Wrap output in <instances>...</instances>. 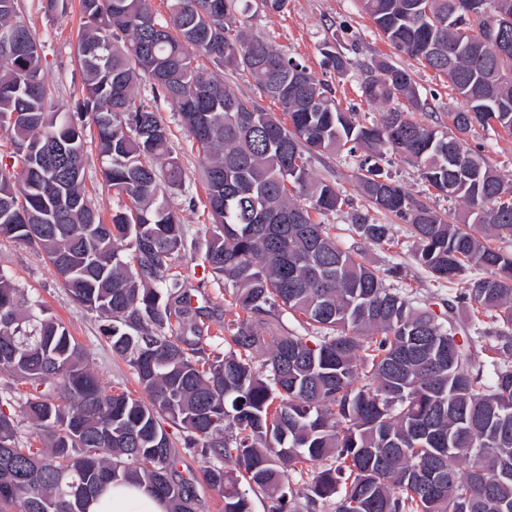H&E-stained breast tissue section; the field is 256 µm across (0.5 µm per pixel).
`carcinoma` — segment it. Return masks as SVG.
<instances>
[{
    "mask_svg": "<svg viewBox=\"0 0 512 512\" xmlns=\"http://www.w3.org/2000/svg\"><path fill=\"white\" fill-rule=\"evenodd\" d=\"M76 112L51 103L39 45L18 0H0V131L20 167L0 165V238L37 248L82 307L107 322L112 353L146 398L107 393L66 326L0 270V377L30 386L21 413L43 447L19 439L0 409V512H87L107 485L135 482L168 512H194L193 484L177 477L184 447L216 464L203 481L224 512H512V185L468 144L476 128L512 132V49H487L489 28L512 45V0L474 23L459 0H360L398 52L446 75L462 100L448 132L397 108L366 126L336 105L301 63L241 31L240 0H80ZM203 57L213 64L205 69ZM247 72L283 117L224 83ZM148 80L171 103L202 157L213 231L202 267L228 286L243 316L224 321V354L196 336L199 311L179 282L184 228L166 199L182 186L170 130L137 102ZM368 101L421 108L409 70L367 69ZM103 181L128 204L104 223L84 184L88 140ZM366 151L359 189L368 204L408 224L415 257L457 284L448 313L416 306L386 284L396 274L344 248L328 216L348 200L311 176L305 154ZM417 163L426 182L469 207L450 224L376 165L387 152ZM353 232L391 241L364 215ZM470 312L466 325L458 311ZM301 317L284 333L279 315ZM263 360L254 365L255 355ZM439 469L431 487L417 468ZM309 482L292 486V475Z\"/></svg>",
    "mask_w": 512,
    "mask_h": 512,
    "instance_id": "obj_1",
    "label": "carcinoma"
}]
</instances>
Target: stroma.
Returning a JSON list of instances; mask_svg holds the SVG:
<instances>
[{"mask_svg": "<svg viewBox=\"0 0 512 512\" xmlns=\"http://www.w3.org/2000/svg\"><path fill=\"white\" fill-rule=\"evenodd\" d=\"M18 7L21 18L40 45L43 72L56 110L76 111L81 100L83 78L77 57L82 24L79 0H68L65 10L53 14L46 12L44 0H19ZM236 24L250 34L268 40L305 65L320 83L331 89L336 103L341 108L353 109L357 119L363 123L382 122L388 110L387 105L367 102L361 90L366 67L380 59L411 70L423 106L414 109L402 99L396 100L395 105L406 110L414 121L444 130L448 127L449 112L460 106L447 77L425 63L395 51L375 30L359 0H286L278 11L268 8L265 0H248L247 10L237 14ZM327 44L350 59L352 66L347 73L338 74L327 66L323 56V47ZM136 94L149 109L161 113L172 131V146L184 170L182 187L169 191L167 195L169 205L186 229L179 271L194 305L207 309L208 331L203 345L206 350L218 353L224 349L219 327L224 320L232 318L235 308L227 301L223 284L215 282L200 265L210 243V220L205 207L206 192L201 182V161L196 148L181 129L172 106L154 98L149 83H141ZM469 142L480 147L486 161L505 179L512 180L511 133L496 127L479 129ZM308 164L312 176L334 183L347 200L341 211L327 218L328 223L334 224L335 234L343 246L360 253L363 261L372 268L382 271L398 266V276L389 280L392 287L427 303L447 298L448 288L435 282L414 260L415 243L404 224L369 207L359 193L357 158L343 151L315 154L310 156ZM380 167L383 175L400 184L414 198L432 206L449 222L456 224L462 220L467 211L465 203L448 198L425 183L417 166L389 154L382 158ZM359 214L374 219L376 223L391 225V242L375 245L353 235L351 226ZM0 268L9 271L25 295L42 301L65 324L71 336L84 348L89 368L98 375L106 390L114 393L124 391L133 397H141L142 390L130 368L113 355L107 344L102 333V321L71 300L53 269L36 249L0 239ZM208 464V459L184 450L178 458L177 470L180 478L192 482L195 487L196 512H224L222 496L201 479Z\"/></svg>", "mask_w": 512, "mask_h": 512, "instance_id": "stroma-1", "label": "stroma"}]
</instances>
